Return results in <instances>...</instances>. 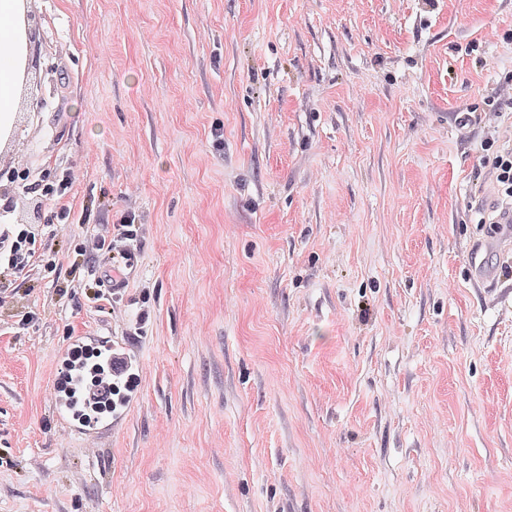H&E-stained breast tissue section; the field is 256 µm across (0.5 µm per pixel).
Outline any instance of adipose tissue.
<instances>
[{
    "instance_id": "obj_1",
    "label": "adipose tissue",
    "mask_w": 512,
    "mask_h": 512,
    "mask_svg": "<svg viewBox=\"0 0 512 512\" xmlns=\"http://www.w3.org/2000/svg\"><path fill=\"white\" fill-rule=\"evenodd\" d=\"M27 0H0V137L8 136L20 107L28 62Z\"/></svg>"
}]
</instances>
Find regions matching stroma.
Masks as SVG:
<instances>
[{"instance_id":"stroma-1","label":"stroma","mask_w":512,"mask_h":512,"mask_svg":"<svg viewBox=\"0 0 512 512\" xmlns=\"http://www.w3.org/2000/svg\"><path fill=\"white\" fill-rule=\"evenodd\" d=\"M0 144V233L39 268L0 312V512H512V240L478 221V117L512 86V0H30ZM223 131V148L212 132ZM66 204L148 232L112 305ZM498 282L470 276L475 244ZM148 318H141V311ZM136 351L139 396L88 443L54 354ZM58 381L59 380H55V382H53L51 390L53 408L70 432L84 436L87 438V440L94 441L95 437L98 436L103 430L116 429L122 424L128 407L123 412H119L114 415L112 414L106 419H99L98 421L92 422L88 425L81 424L75 420L71 409L65 402V392H59Z\"/></svg>"}]
</instances>
